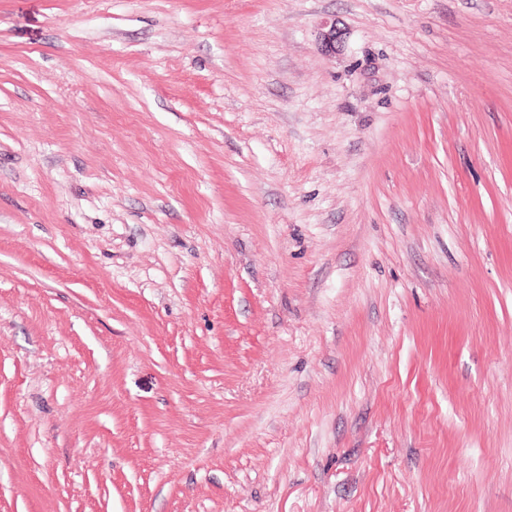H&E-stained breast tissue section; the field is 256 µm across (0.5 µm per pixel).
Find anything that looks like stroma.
<instances>
[{
	"mask_svg": "<svg viewBox=\"0 0 512 512\" xmlns=\"http://www.w3.org/2000/svg\"><path fill=\"white\" fill-rule=\"evenodd\" d=\"M0 512H512V0H0Z\"/></svg>",
	"mask_w": 512,
	"mask_h": 512,
	"instance_id": "1",
	"label": "stroma"
}]
</instances>
